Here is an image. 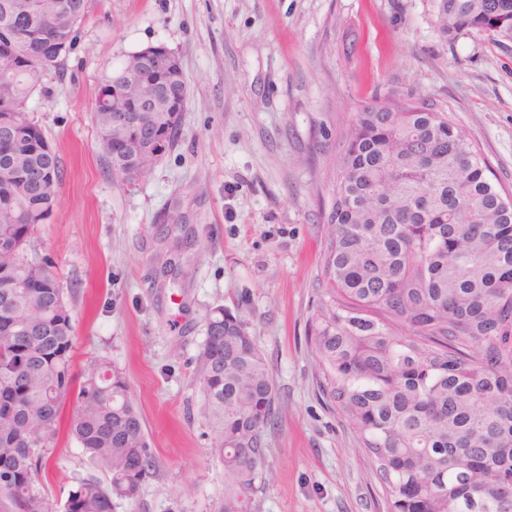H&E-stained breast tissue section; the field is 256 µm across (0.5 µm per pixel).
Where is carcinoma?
<instances>
[{
  "instance_id": "obj_1",
  "label": "carcinoma",
  "mask_w": 512,
  "mask_h": 512,
  "mask_svg": "<svg viewBox=\"0 0 512 512\" xmlns=\"http://www.w3.org/2000/svg\"><path fill=\"white\" fill-rule=\"evenodd\" d=\"M446 41L471 32L512 44V0H435ZM87 0H0V113L20 129L0 142V512H56L44 452L64 401L69 432L109 485L76 481L63 512H113L133 500L155 460L126 375L99 358L73 363L75 326L53 263L26 246L55 210L62 170L30 117L37 85L60 69ZM122 66L94 89L99 147L112 175L148 177L156 152L140 125L112 130L107 96ZM148 77L185 109L182 70ZM139 116L181 138L168 112ZM318 301L309 347L332 406L376 465L390 512H512L495 481L512 478V195L446 112L390 94L362 101L330 178ZM197 381L224 466L217 512H254L267 481V432L280 405L247 324L210 313Z\"/></svg>"
}]
</instances>
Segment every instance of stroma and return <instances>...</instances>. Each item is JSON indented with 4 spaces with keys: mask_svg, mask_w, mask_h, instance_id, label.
Here are the masks:
<instances>
[{
    "mask_svg": "<svg viewBox=\"0 0 512 512\" xmlns=\"http://www.w3.org/2000/svg\"><path fill=\"white\" fill-rule=\"evenodd\" d=\"M435 13L434 0H89L59 74L29 101L64 177L26 254L60 276L76 367L106 358L143 417L156 468L114 512L222 502L196 380L218 307L249 323L279 396L256 512H389L306 336L328 178L361 101L397 91L449 113L512 193V48L479 33L444 41ZM148 46L180 56L182 138L150 177L123 182L97 144L91 94ZM45 459L58 510L98 472L63 431Z\"/></svg>",
    "mask_w": 512,
    "mask_h": 512,
    "instance_id": "35a3bbf8",
    "label": "stroma"
}]
</instances>
